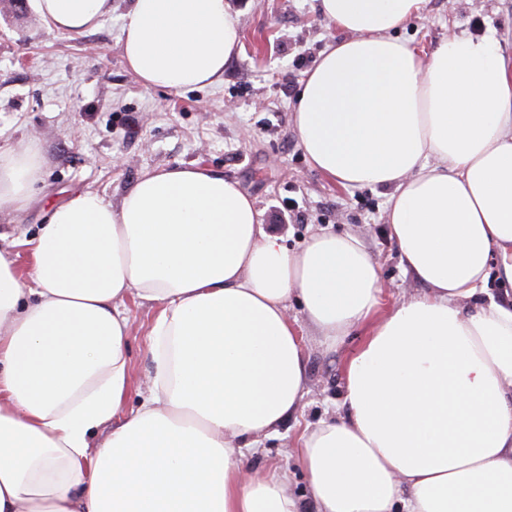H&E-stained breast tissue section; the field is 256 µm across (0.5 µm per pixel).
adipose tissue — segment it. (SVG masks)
<instances>
[{
    "mask_svg": "<svg viewBox=\"0 0 512 512\" xmlns=\"http://www.w3.org/2000/svg\"><path fill=\"white\" fill-rule=\"evenodd\" d=\"M80 35L112 0H33ZM426 0H319L346 32L293 104L298 143L344 188H390L387 223L422 290L383 308L349 233L296 251L209 166L145 171L119 201L88 190L0 247V512H512V55L496 34L424 54L394 32ZM121 51L148 90L220 84L241 51L225 0H131ZM36 142L0 149V209L27 208ZM158 308L154 373L126 410V298ZM323 343L363 329L340 418L294 455L309 480L248 467L307 384L289 316Z\"/></svg>",
    "mask_w": 512,
    "mask_h": 512,
    "instance_id": "adipose-tissue-1",
    "label": "adipose tissue"
}]
</instances>
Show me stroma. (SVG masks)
I'll return each instance as SVG.
<instances>
[{
    "mask_svg": "<svg viewBox=\"0 0 512 512\" xmlns=\"http://www.w3.org/2000/svg\"><path fill=\"white\" fill-rule=\"evenodd\" d=\"M240 21L241 52L224 66L222 83L171 92L145 90L121 54L122 16L130 0H112V14L88 33L48 30L30 0H0V147L36 140L47 162L46 182L23 211L0 210V231L33 234L48 203L91 190L112 200L147 170L199 162L237 181L255 200L259 220L276 227L290 249L325 228L362 239L377 261L382 304L389 307L421 287L406 275L388 237L389 191L344 189L309 164L292 123L299 83L338 30L327 29L317 0H226ZM507 35L512 53V0H429L421 18L398 31L432 51L448 33ZM127 348L129 405L151 384L148 333L156 309L135 299ZM307 364L297 412L264 443L251 467L289 468L291 491L307 490L292 452L301 432L340 412L343 367L364 339L354 333L328 349L299 308L289 310Z\"/></svg>",
    "mask_w": 512,
    "mask_h": 512,
    "instance_id": "1",
    "label": "stroma"
}]
</instances>
